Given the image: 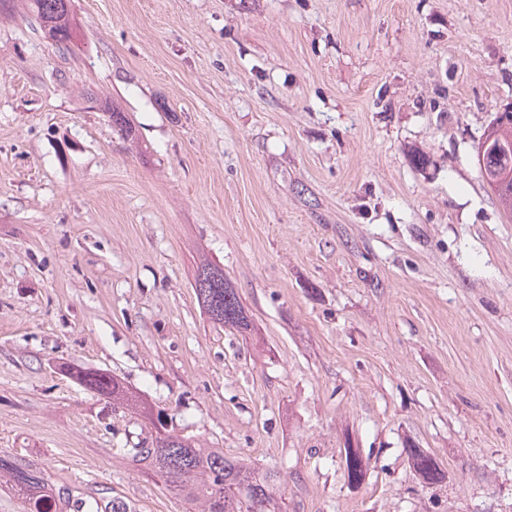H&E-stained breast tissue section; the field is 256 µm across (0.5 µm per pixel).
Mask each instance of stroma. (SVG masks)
Masks as SVG:
<instances>
[{
  "instance_id": "obj_1",
  "label": "stroma",
  "mask_w": 512,
  "mask_h": 512,
  "mask_svg": "<svg viewBox=\"0 0 512 512\" xmlns=\"http://www.w3.org/2000/svg\"><path fill=\"white\" fill-rule=\"evenodd\" d=\"M71 10L66 47L27 0L0 14V452L188 512L118 456L148 431L72 377L102 370L280 470L288 512H512V220L477 164L512 103V0ZM204 260L250 335L199 307ZM341 463L345 462L343 476L349 486L360 485L366 477L369 461L365 459L359 448L345 445L341 448ZM408 462L425 485H436L443 481L444 473L436 457L412 444L405 448Z\"/></svg>"
}]
</instances>
